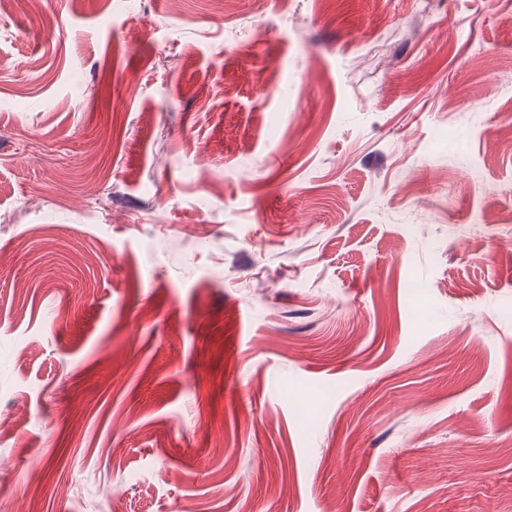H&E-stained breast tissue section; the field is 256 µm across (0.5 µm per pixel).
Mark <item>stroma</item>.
<instances>
[{
	"mask_svg": "<svg viewBox=\"0 0 512 512\" xmlns=\"http://www.w3.org/2000/svg\"><path fill=\"white\" fill-rule=\"evenodd\" d=\"M511 129L512 0L11 5L6 512H512Z\"/></svg>",
	"mask_w": 512,
	"mask_h": 512,
	"instance_id": "stroma-1",
	"label": "stroma"
}]
</instances>
